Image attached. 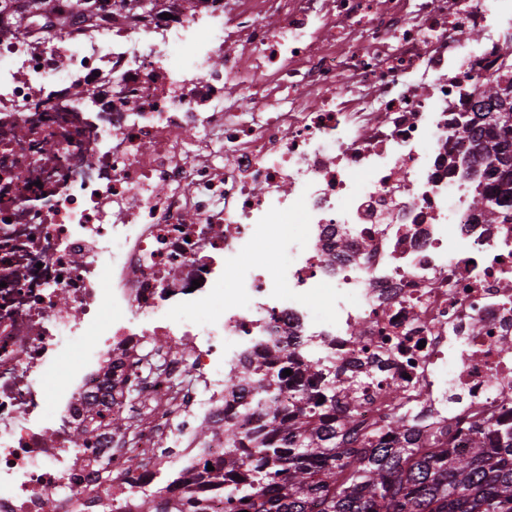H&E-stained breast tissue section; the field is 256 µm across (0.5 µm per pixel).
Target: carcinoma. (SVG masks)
<instances>
[{"label":"carcinoma","mask_w":512,"mask_h":512,"mask_svg":"<svg viewBox=\"0 0 512 512\" xmlns=\"http://www.w3.org/2000/svg\"><path fill=\"white\" fill-rule=\"evenodd\" d=\"M472 127L473 153L485 163L496 194H477L474 207L488 224L512 223V81L484 82L477 90ZM283 371L244 368L230 378L259 383L253 409L269 425L241 437L224 419V469L204 471L229 505L247 502L250 512H512V429L473 434L470 450H451L452 437L428 448H393L378 437L400 434L405 425L389 420L361 433L353 412L334 425L338 394L322 387L304 392L295 409L276 406L267 395L270 379ZM155 512H205L203 495L187 504L157 502Z\"/></svg>","instance_id":"1"}]
</instances>
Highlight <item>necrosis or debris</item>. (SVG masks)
I'll return each instance as SVG.
<instances>
[{"mask_svg":"<svg viewBox=\"0 0 512 512\" xmlns=\"http://www.w3.org/2000/svg\"><path fill=\"white\" fill-rule=\"evenodd\" d=\"M19 6L0 10V512H153L165 466L222 460L226 416L263 424L252 386L224 385L247 361L290 370L269 389L288 408L335 365L361 427L452 430L459 453L475 423L512 427V224L474 208L493 186L458 124L512 77V0H48L16 26ZM134 379L146 421L96 424L131 417ZM98 344L97 336H86L84 344L71 352L69 358L46 379V387L52 395L61 388L68 379V374L73 365L84 357L85 352L94 349Z\"/></svg>","mask_w":512,"mask_h":512,"instance_id":"1","label":"necrosis or debris"}]
</instances>
